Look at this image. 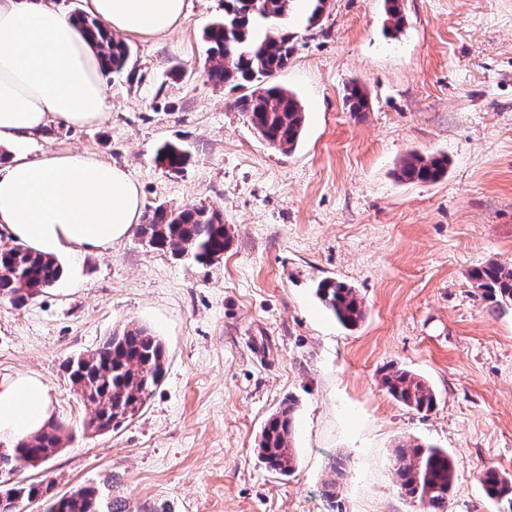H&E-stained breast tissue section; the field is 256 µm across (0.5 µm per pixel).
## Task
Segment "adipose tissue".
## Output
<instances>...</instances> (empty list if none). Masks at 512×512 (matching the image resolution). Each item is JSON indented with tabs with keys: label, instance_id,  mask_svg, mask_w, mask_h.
I'll use <instances>...</instances> for the list:
<instances>
[{
	"label": "adipose tissue",
	"instance_id": "ef3b65f1",
	"mask_svg": "<svg viewBox=\"0 0 512 512\" xmlns=\"http://www.w3.org/2000/svg\"><path fill=\"white\" fill-rule=\"evenodd\" d=\"M187 0H84L111 33L138 38L175 28ZM100 59L70 15L51 0H0V228L44 253L104 249L137 223L141 199L122 167L85 152L45 151L35 161L15 150L53 124L83 128L109 114ZM52 416L41 379L0 380V440L39 433Z\"/></svg>",
	"mask_w": 512,
	"mask_h": 512
}]
</instances>
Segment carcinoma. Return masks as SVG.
Listing matches in <instances>:
<instances>
[{
    "instance_id": "obj_1",
    "label": "carcinoma",
    "mask_w": 512,
    "mask_h": 512,
    "mask_svg": "<svg viewBox=\"0 0 512 512\" xmlns=\"http://www.w3.org/2000/svg\"><path fill=\"white\" fill-rule=\"evenodd\" d=\"M290 0H265L263 8L252 10L250 0H224V16L205 31L210 59L207 71L214 85H224L244 94L236 100L239 111L249 123H257L263 135L282 152L293 151L302 134L305 117L294 93L275 83L276 75L288 67L294 53L292 36L276 29L281 15L290 12ZM75 20L92 40L102 68L114 74L125 69L129 46L102 29L83 14ZM266 31L259 34L257 27ZM345 105L360 115L369 107L366 91L357 83L346 88ZM169 169L179 172L188 160L177 144L166 142L156 153ZM448 170L444 156H424L410 152L402 160L397 176L403 181L436 182ZM137 234L148 246L169 251L177 257L208 265L219 259L230 245V236L221 213L202 202L172 208L160 204L144 215ZM0 301L21 308L30 301V290L45 282H58L63 275L59 260L20 245H0ZM477 287L493 303L512 302V268L490 264L474 272ZM317 294L325 308L344 327L356 326L365 315L357 292L342 281H320ZM167 362L165 346L151 329L127 324L115 329L94 350L65 359L63 369L83 400L94 406L95 423L112 424L116 429L135 417L160 385ZM382 383L397 402L428 412L435 396L425 380L406 369L385 373ZM293 403L284 405L267 422L260 442L259 455L282 475L295 471L296 448L293 446ZM68 438L61 423H52L39 434L15 444L8 465L14 480L0 485V498L40 502L43 512H127L126 502L112 497V485H84L61 496L49 494L41 482L26 480V474L42 467L63 447ZM396 474L405 494L418 503L422 512H444L455 479V467L448 452L434 446H402L395 449ZM486 496L494 501L507 500L512 505V481L495 469L479 476Z\"/></svg>"
}]
</instances>
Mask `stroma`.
<instances>
[{
    "label": "stroma",
    "instance_id": "obj_1",
    "mask_svg": "<svg viewBox=\"0 0 512 512\" xmlns=\"http://www.w3.org/2000/svg\"><path fill=\"white\" fill-rule=\"evenodd\" d=\"M188 2L172 33L128 38L125 70L103 75L104 123L53 125L24 149L123 167L145 212L205 203L231 244L201 266L132 230L59 254L62 279L25 307L0 302V377L38 376L72 433L33 479L59 494L111 483L128 512H332L322 491L334 481L342 512H417L394 450L433 444L455 462L447 512H512L478 481L487 468L512 474V303L489 302L472 277L512 267V0H403L394 37L383 0H328L313 25L293 0L282 25L295 52L277 81L306 120L290 153L205 75L203 32L224 0ZM354 81L369 99L358 117L344 104ZM165 141L188 150L181 172L157 163ZM411 151L447 156V174L398 179ZM328 278L356 289L357 326L321 304ZM130 322L162 339L165 376L132 421L98 434L62 363ZM391 367L425 378L430 411L388 396ZM287 400L298 453L288 477L259 458ZM334 456L347 460L344 479Z\"/></svg>",
    "mask_w": 512,
    "mask_h": 512
}]
</instances>
